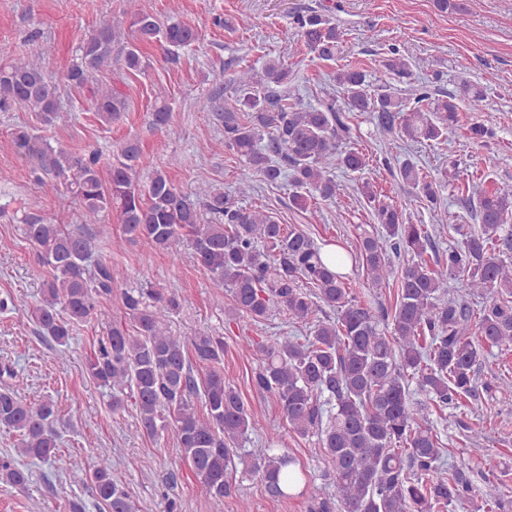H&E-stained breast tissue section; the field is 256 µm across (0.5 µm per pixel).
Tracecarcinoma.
<instances>
[{"instance_id":"cac0c4a2","label":"carcinoma","mask_w":512,"mask_h":512,"mask_svg":"<svg viewBox=\"0 0 512 512\" xmlns=\"http://www.w3.org/2000/svg\"><path fill=\"white\" fill-rule=\"evenodd\" d=\"M292 24L314 58L336 59L342 31L326 15L297 13ZM122 27L132 42L120 60L135 75L150 67L141 46L156 45L175 60L198 40L194 27L160 19L143 0H126L121 20L100 24L80 45L62 82L88 91L98 121L106 125L120 120L128 107L123 92L96 79L112 70ZM9 56V50L0 48V112L24 108L47 127L66 121L58 87L43 60ZM382 68L403 89H372L366 72L348 65L336 73L341 99L318 107L288 97L290 72L279 60L234 71L229 83L235 98L217 117L224 126V150L248 165L238 196H250L257 180L286 178L298 209L335 199L345 190L337 171L362 174L368 167L363 154L339 149V141L350 134L348 112L371 113L381 132L396 129L412 140L441 142L456 129L461 106L471 112L488 107L487 93L466 78L455 90L436 96L431 86L413 78L409 60L395 44ZM170 116L168 104H157L150 125L163 131ZM468 136L483 143L496 132L476 122L468 127ZM12 144L36 159L32 177L42 192L54 195L63 186L87 213L117 214L124 240L145 241L175 259L191 247L217 299L229 296L233 312L260 323L277 309L308 328L302 340L278 337L245 349L260 357L252 383L274 399L283 422L303 438L317 437L331 464L342 512L457 507L495 512L501 500L497 479L482 474V491L464 468L442 462L445 448L428 402L448 410V426L473 442L479 437L468 406L479 395V366L493 348L512 351V184L458 187L461 208L481 224L479 230L465 232L461 224H443L441 184L406 160L398 164V179L412 188L436 223H405L402 209L381 202L374 186L364 181L360 193L373 205L379 229L360 236L356 254L326 256L306 233L239 205L213 185L201 184L191 196L162 169L141 181L145 155L137 139L120 143L109 159L96 149L54 147L26 127L14 130ZM22 224L24 238L50 270L31 317L39 335L66 346L74 325L112 296L117 273L104 258L89 265L97 236L35 214L25 216ZM447 229L460 239L448 246L447 258L427 261V249H435L436 238ZM355 258L372 284L395 282L391 306L375 313L356 300L343 272ZM397 259L402 263L395 264ZM450 280L485 297L481 308L475 311L448 296ZM324 306L336 310L335 320L319 317ZM177 307L175 296L157 288L125 290L122 309L129 323L112 326L85 370L111 391L112 410L127 402L135 407L141 432L152 437L173 432L213 512H224V498L233 493L229 474L237 447L247 439L256 410L224 382V337L171 334L167 318ZM194 363L206 370L204 376H195ZM416 394L426 401H416ZM195 396L202 402L200 412ZM57 420L54 401L32 403L11 383L0 388V428L17 438L15 454L0 455V482L24 490L30 474L20 459L56 462ZM251 468L273 498H289L306 483L297 460L276 448L252 460ZM88 475L100 512H137L130 494L112 476L108 450L97 453Z\"/></svg>"}]
</instances>
